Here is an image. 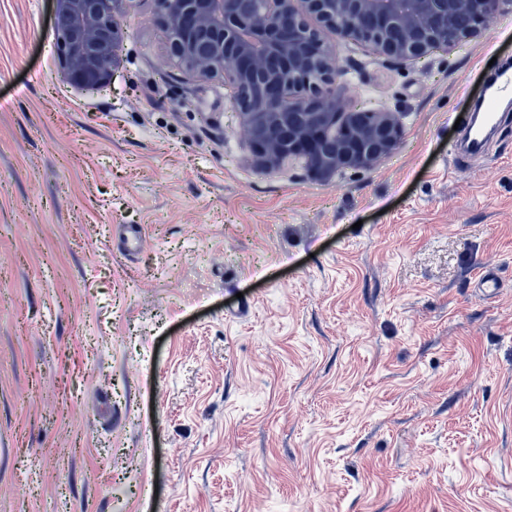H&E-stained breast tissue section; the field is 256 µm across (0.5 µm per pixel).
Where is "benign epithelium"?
Wrapping results in <instances>:
<instances>
[{
	"mask_svg": "<svg viewBox=\"0 0 512 512\" xmlns=\"http://www.w3.org/2000/svg\"><path fill=\"white\" fill-rule=\"evenodd\" d=\"M117 2L56 0L60 64L73 85L109 83L123 33ZM158 8L171 58L232 89L253 166L301 159L325 181L380 164L405 126L397 112L348 106L336 89L346 70L309 19L338 41L416 61L477 35L512 0H158Z\"/></svg>",
	"mask_w": 512,
	"mask_h": 512,
	"instance_id": "benign-epithelium-1",
	"label": "benign epithelium"
}]
</instances>
